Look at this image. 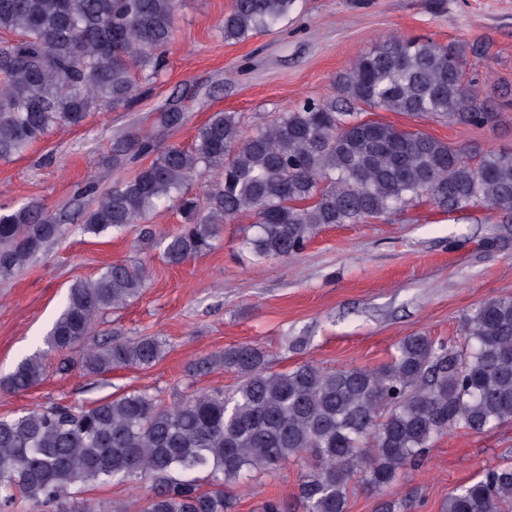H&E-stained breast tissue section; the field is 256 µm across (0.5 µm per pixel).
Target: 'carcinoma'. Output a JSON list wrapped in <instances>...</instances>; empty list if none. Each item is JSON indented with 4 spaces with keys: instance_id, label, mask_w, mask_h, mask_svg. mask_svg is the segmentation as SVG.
Here are the masks:
<instances>
[{
    "instance_id": "obj_1",
    "label": "carcinoma",
    "mask_w": 512,
    "mask_h": 512,
    "mask_svg": "<svg viewBox=\"0 0 512 512\" xmlns=\"http://www.w3.org/2000/svg\"><path fill=\"white\" fill-rule=\"evenodd\" d=\"M297 0H231L224 39L268 31ZM179 0H0V159L21 153L54 127L78 126L101 108L125 106L166 64ZM464 41L389 37L362 53L326 100L309 99L247 134L242 117L217 112L190 148H158L133 132L113 147L119 165L151 155L133 177L95 196L81 230L100 235L147 219L167 201L184 224L165 237L179 264L213 250L224 225L254 218L243 245L257 257L298 255L319 228L356 224L414 206L423 196L461 212L486 208L512 217V150L470 152L422 130L364 121L365 108L450 124L481 126L512 108L503 91L467 78ZM215 180L205 197L185 192L200 172ZM65 219L36 201L0 212V279L18 275ZM141 263L112 264L70 285L46 333L47 350L24 358L8 389L36 385L45 358L77 345V367L99 376L149 368L166 346L159 336L95 339L98 318L148 287ZM463 343L414 334L373 369L325 370L303 364L271 372L267 354L241 344L204 359L200 369L238 374V386L179 396L166 404L132 391L94 406L57 404L0 417V512L21 501L34 512H123L103 502L67 505L89 482L144 485L142 512H229V489L252 471L300 466L294 503L268 500L263 512H347L351 485L383 491L418 467L432 442L457 428L481 433L512 422V296L485 300L461 324ZM206 473L202 489L191 475ZM444 512H512V466L497 465L448 494Z\"/></svg>"
}]
</instances>
